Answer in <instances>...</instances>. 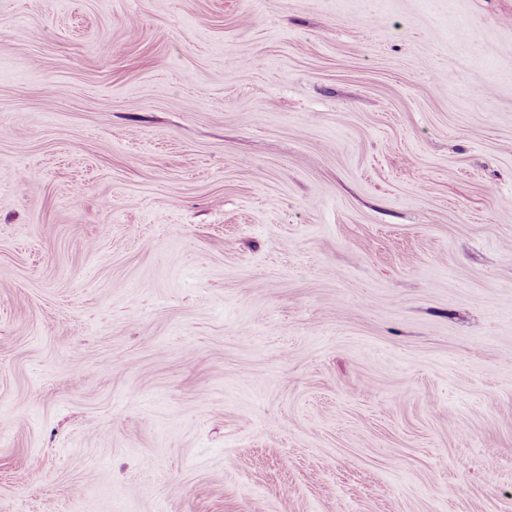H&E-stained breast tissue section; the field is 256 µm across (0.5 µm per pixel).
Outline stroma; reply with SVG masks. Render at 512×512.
<instances>
[{"label": "stroma", "mask_w": 512, "mask_h": 512, "mask_svg": "<svg viewBox=\"0 0 512 512\" xmlns=\"http://www.w3.org/2000/svg\"><path fill=\"white\" fill-rule=\"evenodd\" d=\"M0 512H512V0H0Z\"/></svg>", "instance_id": "obj_1"}]
</instances>
